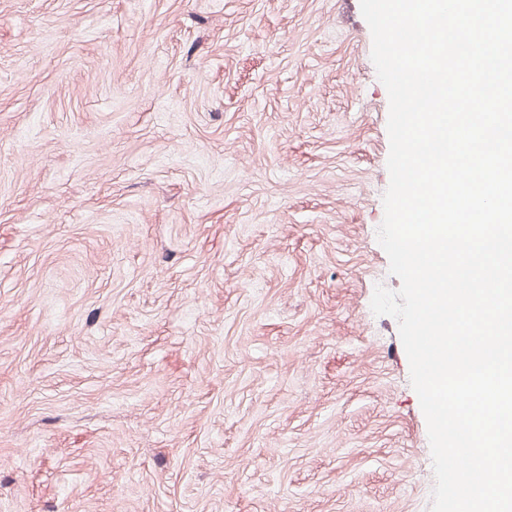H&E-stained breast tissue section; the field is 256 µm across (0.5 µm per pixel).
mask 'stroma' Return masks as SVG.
<instances>
[{
	"label": "stroma",
	"instance_id": "35a3bbf8",
	"mask_svg": "<svg viewBox=\"0 0 512 512\" xmlns=\"http://www.w3.org/2000/svg\"><path fill=\"white\" fill-rule=\"evenodd\" d=\"M359 0H0V512H431Z\"/></svg>",
	"mask_w": 512,
	"mask_h": 512
}]
</instances>
